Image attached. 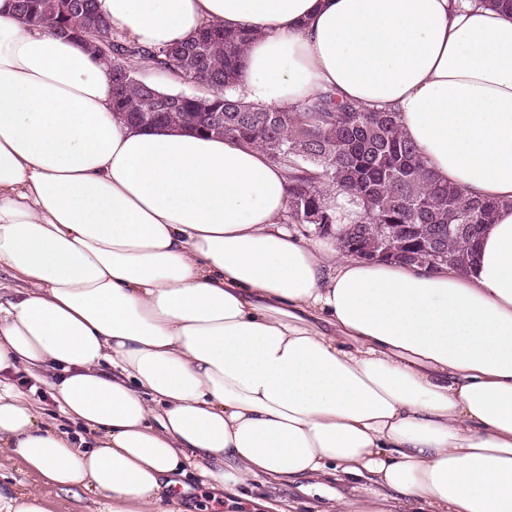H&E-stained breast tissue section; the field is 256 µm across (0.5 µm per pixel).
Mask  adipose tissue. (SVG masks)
Masks as SVG:
<instances>
[{"mask_svg":"<svg viewBox=\"0 0 512 512\" xmlns=\"http://www.w3.org/2000/svg\"><path fill=\"white\" fill-rule=\"evenodd\" d=\"M0 0V372L63 370L74 445L0 389V447L109 512L334 477L332 512H512V13L483 0H103L144 47L251 30L238 92L396 112L439 181L496 202L467 272L295 236L261 147L112 110L102 64Z\"/></svg>","mask_w":512,"mask_h":512,"instance_id":"obj_1","label":"adipose tissue"}]
</instances>
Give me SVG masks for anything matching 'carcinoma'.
<instances>
[{
    "label": "carcinoma",
    "mask_w": 512,
    "mask_h": 512,
    "mask_svg": "<svg viewBox=\"0 0 512 512\" xmlns=\"http://www.w3.org/2000/svg\"><path fill=\"white\" fill-rule=\"evenodd\" d=\"M81 2L14 0V11L22 22L45 24L103 60L112 109L129 123L174 126L262 147L272 163L285 167L290 224L336 223L327 202L329 187L359 197L360 220L337 237L349 255L371 238L386 236L393 239L397 262L415 264L439 244L448 266L467 271L497 204L435 181L400 130L396 113L342 103L327 93L289 109L248 104L227 91L239 81L253 33L205 24L180 43L146 49L112 27L100 0H93L89 15ZM146 69L179 78L194 91H166L140 77ZM212 114L224 116L221 128L211 127ZM450 225L457 228L451 240Z\"/></svg>",
    "instance_id": "obj_1"
}]
</instances>
